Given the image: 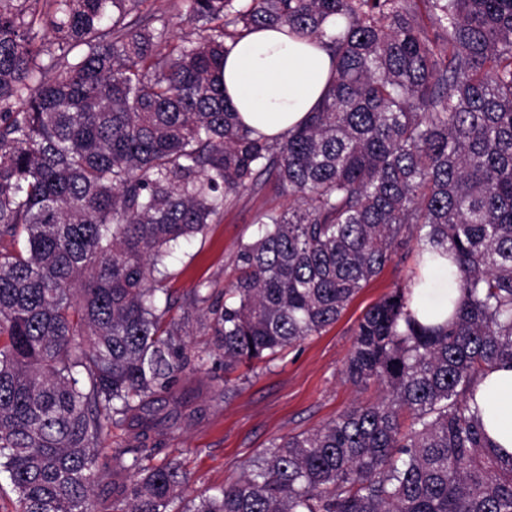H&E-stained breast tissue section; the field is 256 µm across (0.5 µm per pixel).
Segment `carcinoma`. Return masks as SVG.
<instances>
[{
    "instance_id": "1",
    "label": "carcinoma",
    "mask_w": 512,
    "mask_h": 512,
    "mask_svg": "<svg viewBox=\"0 0 512 512\" xmlns=\"http://www.w3.org/2000/svg\"><path fill=\"white\" fill-rule=\"evenodd\" d=\"M137 3L0 0V471L15 512L184 499L147 416L209 355L184 340L190 316L169 317L165 259L271 180L298 205L259 215L224 297L189 295L224 372L321 334L397 254L442 247L461 297L425 325L410 285L385 293L344 370L383 397L273 440L182 512H512V455L471 406L479 378L512 364V0H189L197 38L165 52L166 22ZM272 24L334 64L318 108L275 140L223 82L228 43ZM135 417L142 431L103 454Z\"/></svg>"
}]
</instances>
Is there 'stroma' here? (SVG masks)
Segmentation results:
<instances>
[{
  "label": "stroma",
  "mask_w": 512,
  "mask_h": 512,
  "mask_svg": "<svg viewBox=\"0 0 512 512\" xmlns=\"http://www.w3.org/2000/svg\"><path fill=\"white\" fill-rule=\"evenodd\" d=\"M139 12L166 18L169 44L180 43L192 30L185 0H142ZM288 204L275 183L267 182L262 189L234 198L205 237L178 250L170 260L173 276L168 283L176 301L174 316L183 314L185 299L197 285L223 290L233 276L240 243L257 231V215ZM413 269V260L390 261L321 335L286 349L270 362L238 368V387L232 395L224 393V359L213 354L203 370L189 374L180 385L177 401L156 415L149 444L156 447L157 459H180L190 476L189 493L195 496L237 480L272 440L318 428L345 408L376 399L378 386L363 390L345 378L353 330L364 311L405 283Z\"/></svg>",
  "instance_id": "35a3bbf8"
}]
</instances>
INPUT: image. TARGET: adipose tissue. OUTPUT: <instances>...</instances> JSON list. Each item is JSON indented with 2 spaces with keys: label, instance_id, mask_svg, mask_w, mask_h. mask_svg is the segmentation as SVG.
Instances as JSON below:
<instances>
[{
  "label": "adipose tissue",
  "instance_id": "adipose-tissue-1",
  "mask_svg": "<svg viewBox=\"0 0 512 512\" xmlns=\"http://www.w3.org/2000/svg\"><path fill=\"white\" fill-rule=\"evenodd\" d=\"M331 56L317 39L289 34L286 27H261L240 38L224 63V88L242 122L277 137L304 123L322 100ZM460 296L458 270L447 256L424 253L408 308L426 325L444 323ZM486 431L512 454V367L492 370L476 391Z\"/></svg>",
  "mask_w": 512,
  "mask_h": 512
}]
</instances>
